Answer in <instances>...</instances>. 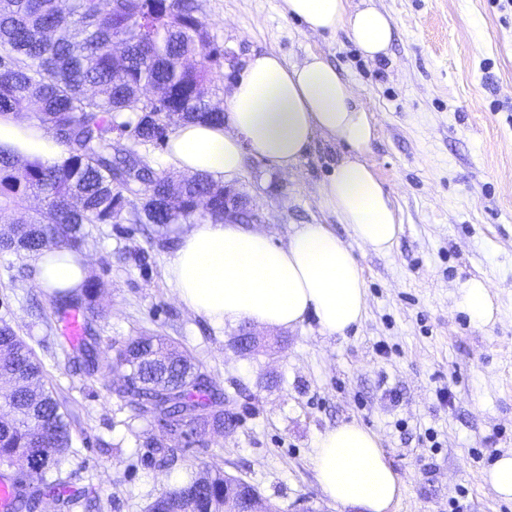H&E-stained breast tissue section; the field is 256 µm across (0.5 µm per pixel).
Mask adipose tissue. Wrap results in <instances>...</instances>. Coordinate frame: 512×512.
Instances as JSON below:
<instances>
[{"label":"adipose tissue","instance_id":"obj_1","mask_svg":"<svg viewBox=\"0 0 512 512\" xmlns=\"http://www.w3.org/2000/svg\"><path fill=\"white\" fill-rule=\"evenodd\" d=\"M284 11L315 33L348 30L361 51L384 54L391 39L387 15L349 0H282ZM223 123L186 122L166 142L169 162L185 173L232 180L255 152L276 169L295 167L318 137L346 154L322 191L321 204L374 251H389L401 232L395 205L364 154L377 123L352 86L321 55L299 64L273 52L252 54L229 91ZM0 151L59 159L51 134L29 121L0 116ZM49 291H79L86 269L78 254L48 251L37 261ZM168 274L180 300L213 322L243 319L293 328L315 317L328 335L358 325L366 311L365 281L349 246L324 224L295 227L287 244L238 224L203 220L181 237ZM312 466L324 495L363 512H392L403 485L377 434L345 423L319 436Z\"/></svg>","mask_w":512,"mask_h":512}]
</instances>
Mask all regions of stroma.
I'll return each mask as SVG.
<instances>
[{
  "instance_id": "35a3bbf8",
  "label": "stroma",
  "mask_w": 512,
  "mask_h": 512,
  "mask_svg": "<svg viewBox=\"0 0 512 512\" xmlns=\"http://www.w3.org/2000/svg\"><path fill=\"white\" fill-rule=\"evenodd\" d=\"M215 41L235 59L212 101L229 109V83L249 56L298 63L322 55L377 121L365 153L394 202L402 232L385 253L354 241L321 206L345 149L317 138L289 172L250 155L233 183L251 195L263 232L287 244L296 225L326 224L347 241L366 286V313L345 335L315 319L281 330L266 354L232 349L240 325L187 308L168 265L187 225L127 218L91 224L79 248L100 282L98 353L155 333L179 342L232 396V431L178 446L154 464L160 423L133 421L112 391L117 374L75 372L72 346L35 258L0 251V321L32 347L71 416L68 489L94 512H146L187 472L215 465L253 484L275 512H357L322 492L311 459L320 435L356 422L374 431L405 492L395 512H512L485 476L512 452V0H372L392 19L386 53L363 55L348 31L314 33L281 0H198ZM485 280L498 320L480 326L459 306L462 284Z\"/></svg>"
}]
</instances>
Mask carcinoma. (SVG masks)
<instances>
[{
  "instance_id": "obj_1",
  "label": "carcinoma",
  "mask_w": 512,
  "mask_h": 512,
  "mask_svg": "<svg viewBox=\"0 0 512 512\" xmlns=\"http://www.w3.org/2000/svg\"><path fill=\"white\" fill-rule=\"evenodd\" d=\"M223 66V46L200 19L197 0H0V116L27 118L62 148L54 163L0 152V213L18 214L0 235V250L76 251L85 225L116 224L129 206L139 222L162 228L224 219V200L209 195L201 174L190 178L180 210L163 209L170 184L140 151L167 141L166 112L182 113V123L224 121L211 100ZM115 133L129 145H117ZM32 196L50 199L49 220L26 213ZM96 292L95 283L79 294L57 291L52 304L93 321L102 317ZM75 364L88 377L102 367L123 372L116 393L133 417L157 419L178 442L232 423L223 394L164 336L132 337L103 361L84 340ZM44 378L31 347L1 322L0 478L16 489L8 512H32L43 484H65L71 422ZM224 481L219 470L190 476L147 512H250L254 487L241 483L226 499Z\"/></svg>"
}]
</instances>
